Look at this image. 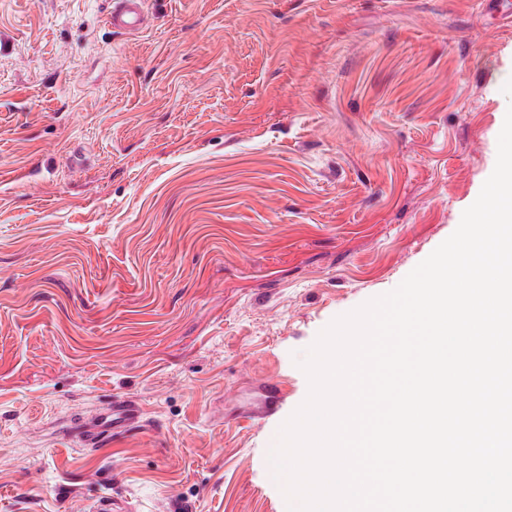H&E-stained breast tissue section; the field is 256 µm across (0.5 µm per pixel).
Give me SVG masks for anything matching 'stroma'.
Listing matches in <instances>:
<instances>
[{"label": "stroma", "mask_w": 512, "mask_h": 512, "mask_svg": "<svg viewBox=\"0 0 512 512\" xmlns=\"http://www.w3.org/2000/svg\"><path fill=\"white\" fill-rule=\"evenodd\" d=\"M112 3L0 0V512H287L300 361L494 170L512 0ZM146 21L143 0H115L106 19L109 27L128 34L139 33ZM284 396V387L281 383H273L265 387V391L261 393L255 405L244 410L241 417L250 423L261 418L274 414L281 403ZM141 409L131 400L114 401L112 406L99 414L96 423L85 431V443L98 444L104 438L127 430L138 424Z\"/></svg>", "instance_id": "obj_1"}]
</instances>
